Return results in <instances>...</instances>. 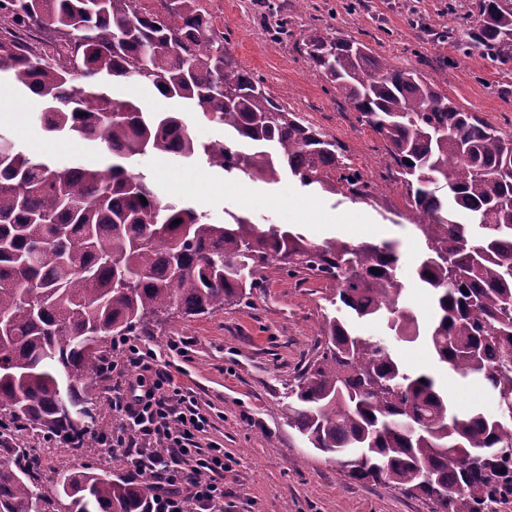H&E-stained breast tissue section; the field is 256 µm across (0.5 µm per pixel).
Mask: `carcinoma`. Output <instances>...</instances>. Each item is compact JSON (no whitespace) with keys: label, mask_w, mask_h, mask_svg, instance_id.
Segmentation results:
<instances>
[{"label":"carcinoma","mask_w":512,"mask_h":512,"mask_svg":"<svg viewBox=\"0 0 512 512\" xmlns=\"http://www.w3.org/2000/svg\"><path fill=\"white\" fill-rule=\"evenodd\" d=\"M448 11L453 25L421 23L430 37L511 78L512 0ZM271 16L272 38L291 34L288 12ZM296 49L383 141L387 178L403 187L423 243L415 280L436 311L424 326L399 307L406 283L394 244L316 243L233 212L216 224L127 169L137 156H174L269 183L286 170L304 187L371 196L340 142L227 52L198 0L151 9L141 0H0V76L46 103L45 131L109 154L100 166H59L0 134V512H146L149 483L103 470L63 469L44 492L38 462L7 447L8 432L41 426L84 449L87 427L64 406L93 418L105 344L139 334L151 317L249 300L273 260L290 279L336 286L316 357L288 388V427L344 476L424 497L432 512H499L512 501V134L463 109L433 77L331 26L309 30ZM130 81L194 102L224 139L198 141L179 113L145 112L106 90ZM374 319L481 379L495 410L452 408L433 375L356 334L355 322Z\"/></svg>","instance_id":"cac0c4a2"}]
</instances>
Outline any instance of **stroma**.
<instances>
[{"label":"stroma","mask_w":512,"mask_h":512,"mask_svg":"<svg viewBox=\"0 0 512 512\" xmlns=\"http://www.w3.org/2000/svg\"><path fill=\"white\" fill-rule=\"evenodd\" d=\"M346 2L287 0L294 29L321 22L367 43L396 65L421 67L465 109L512 132V84L499 87L492 68L434 42L420 25L424 19L447 21L449 0H366V8L352 12L346 11ZM199 6L224 33L225 46L237 61L262 80L267 91L340 141L348 159L379 189L370 201H354L303 187L288 175L269 184L230 178L204 163L150 154L132 160L131 170L152 178L169 198L188 202L217 222L230 210L248 214L259 224L289 225L318 243L332 238L398 242L400 273L409 280L420 246L401 189L381 179L390 163L382 141L357 122L344 98L295 51L293 38H269L263 0H199ZM0 91L12 105L10 111L0 112V133L25 153L62 165L75 159L102 163L100 146L41 129L39 99L24 96L5 79ZM265 275L264 288L250 302L155 324L138 338L139 344L161 353L171 340H187L188 355L172 357L171 372L211 416L212 425L199 443L224 450L231 467L224 488L233 512H431L428 501L403 496L382 483L344 477L332 459L288 428V387L318 349V325L332 309V289L314 279L296 283L274 263ZM402 304L421 321L433 316L429 294L410 280ZM390 346L408 368L435 375L458 407H492V396L481 381L461 378L440 365L424 341L394 340ZM93 403L96 422L86 435L87 451L47 438L41 429L21 432V441L41 459L44 489H54L63 469L93 467L125 474L119 458L98 438L100 426L112 423L111 382L101 381Z\"/></svg>","instance_id":"stroma-1"}]
</instances>
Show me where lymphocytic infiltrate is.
Returning a JSON list of instances; mask_svg holds the SVG:
<instances>
[{"label":"lymphocytic infiltrate","instance_id":"obj_1","mask_svg":"<svg viewBox=\"0 0 512 512\" xmlns=\"http://www.w3.org/2000/svg\"><path fill=\"white\" fill-rule=\"evenodd\" d=\"M169 367L135 343L126 346L122 366L103 364L104 374L120 380L112 386L115 424L101 442L120 450L131 474L150 480V512H224V453L202 450L198 437L210 418Z\"/></svg>","mask_w":512,"mask_h":512}]
</instances>
